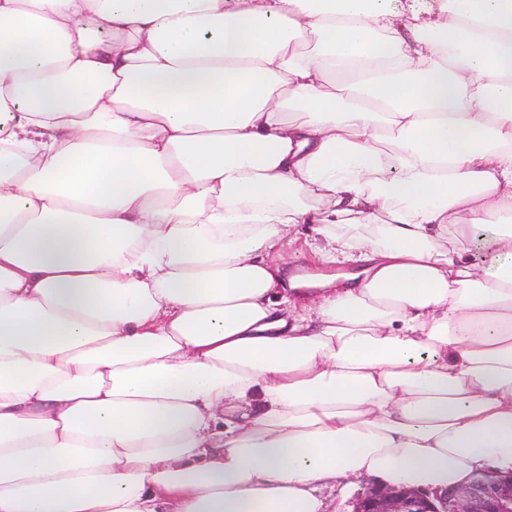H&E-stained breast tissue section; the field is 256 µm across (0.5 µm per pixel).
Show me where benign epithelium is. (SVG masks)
<instances>
[{
  "instance_id": "7a95c632",
  "label": "benign epithelium",
  "mask_w": 512,
  "mask_h": 512,
  "mask_svg": "<svg viewBox=\"0 0 512 512\" xmlns=\"http://www.w3.org/2000/svg\"><path fill=\"white\" fill-rule=\"evenodd\" d=\"M353 512H512V473L482 471L434 499L418 489L391 486L357 499Z\"/></svg>"
}]
</instances>
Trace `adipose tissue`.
Here are the masks:
<instances>
[{"label":"adipose tissue","mask_w":512,"mask_h":512,"mask_svg":"<svg viewBox=\"0 0 512 512\" xmlns=\"http://www.w3.org/2000/svg\"><path fill=\"white\" fill-rule=\"evenodd\" d=\"M299 224L355 284L279 289ZM481 470L512 472V0H0V512ZM488 224H477V227H469L472 224H464L468 227L466 230L468 231V236L471 238L468 248V256L474 260L475 262L489 267L494 263L493 254L489 251V249L485 245V239L493 234L494 224L498 223L497 217L491 216L487 219Z\"/></svg>","instance_id":"ef3b65f1"}]
</instances>
